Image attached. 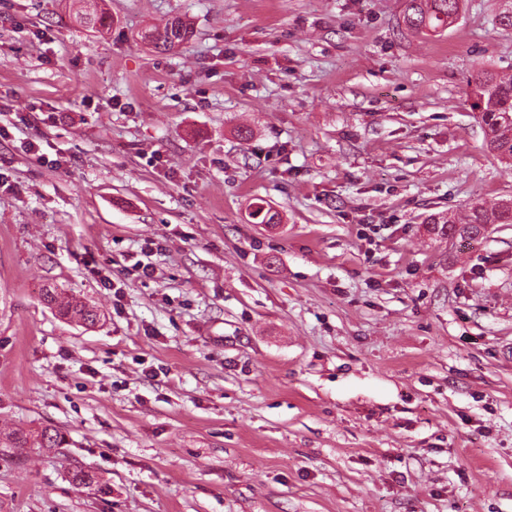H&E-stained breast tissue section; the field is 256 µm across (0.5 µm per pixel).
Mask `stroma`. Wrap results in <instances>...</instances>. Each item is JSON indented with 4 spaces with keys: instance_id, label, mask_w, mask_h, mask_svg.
<instances>
[{
    "instance_id": "1",
    "label": "stroma",
    "mask_w": 512,
    "mask_h": 512,
    "mask_svg": "<svg viewBox=\"0 0 512 512\" xmlns=\"http://www.w3.org/2000/svg\"><path fill=\"white\" fill-rule=\"evenodd\" d=\"M406 5L0 0V431L66 438L0 512H512V224L424 230L512 198L468 86L512 0ZM458 13L459 0H409L404 21L409 29L430 35L452 26ZM190 33L188 24L180 18H173L162 27H155L145 33L144 39L159 50H170L184 42ZM44 299L50 305L56 306L62 316L76 322L93 324L97 320L98 314L93 308L64 291L58 292L56 289H46Z\"/></svg>"
}]
</instances>
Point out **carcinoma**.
Returning a JSON list of instances; mask_svg holds the SVG:
<instances>
[{
    "label": "carcinoma",
    "mask_w": 512,
    "mask_h": 512,
    "mask_svg": "<svg viewBox=\"0 0 512 512\" xmlns=\"http://www.w3.org/2000/svg\"><path fill=\"white\" fill-rule=\"evenodd\" d=\"M459 0H409L404 17L406 26L418 33L430 35L452 26L458 18ZM190 33L188 24L173 18L145 33L144 39L159 50H170L184 42ZM471 96L473 107L482 113L486 146L498 158L512 163V76L484 70L474 80ZM487 224H512V199L491 206L477 203L470 207L467 222L458 226L452 216L431 219L427 231L441 236H480ZM44 299L58 308L59 313L82 324L97 320V312L78 298L63 291L47 289ZM64 436L53 428L44 427L28 434L15 433L7 438L9 448H59Z\"/></svg>",
    "instance_id": "1"
}]
</instances>
